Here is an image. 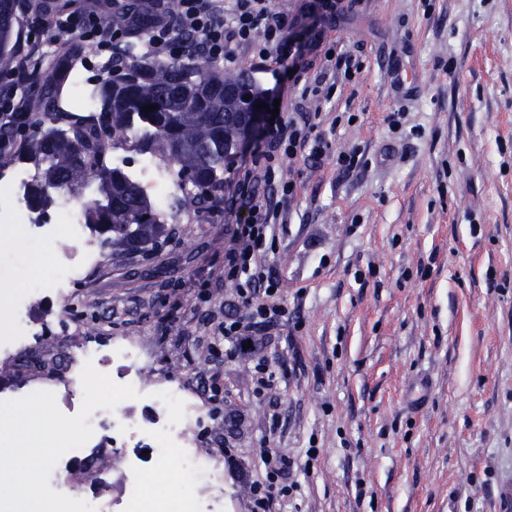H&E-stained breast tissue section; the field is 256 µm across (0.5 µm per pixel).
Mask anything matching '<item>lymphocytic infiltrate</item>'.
<instances>
[{
  "label": "lymphocytic infiltrate",
  "instance_id": "lymphocytic-infiltrate-1",
  "mask_svg": "<svg viewBox=\"0 0 512 512\" xmlns=\"http://www.w3.org/2000/svg\"><path fill=\"white\" fill-rule=\"evenodd\" d=\"M287 15L275 11L272 0H180L176 16L155 12L143 31L149 52L169 58L198 56L211 61L234 62L240 47H252L262 62L279 64L293 47L285 31ZM126 26H113L98 16L55 17L53 44L69 42L72 35L100 47L118 44ZM33 50L15 55L12 80L0 88V151L12 148L19 133L29 126V116L17 96L26 83ZM317 129L310 117L296 118L280 104L272 124L266 125L260 144L233 169L229 185L234 204L229 223L233 244L224 255V277L233 281L246 316L228 318L216 333L224 340V354L239 356L243 346L286 317L279 301L278 280L267 263L273 250L277 224L283 223L285 205L296 185L284 179L282 163L305 150ZM263 480L250 487L252 512H270L272 504L290 496L292 459L274 448L259 451Z\"/></svg>",
  "mask_w": 512,
  "mask_h": 512
}]
</instances>
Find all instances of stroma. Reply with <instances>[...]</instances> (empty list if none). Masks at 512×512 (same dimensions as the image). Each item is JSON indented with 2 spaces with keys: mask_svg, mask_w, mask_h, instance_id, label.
Returning a JSON list of instances; mask_svg holds the SVG:
<instances>
[{
  "mask_svg": "<svg viewBox=\"0 0 512 512\" xmlns=\"http://www.w3.org/2000/svg\"><path fill=\"white\" fill-rule=\"evenodd\" d=\"M326 32L361 68L296 102L326 147L283 164L296 193L268 262L288 319L264 350L277 388L255 396L252 359L207 347L245 312L224 279L223 198L178 208L154 249L105 251L71 285L76 307L29 296L41 363L0 357V389L62 380L68 340L129 337L152 381L202 406L196 448L219 465L224 512H248L266 446L318 451L273 512H512V0H360ZM342 151L362 165L340 168ZM31 254L0 225V301L36 283ZM124 454L89 445L66 479L123 495Z\"/></svg>",
  "mask_w": 512,
  "mask_h": 512,
  "instance_id": "35a3bbf8",
  "label": "stroma"
}]
</instances>
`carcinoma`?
I'll return each mask as SVG.
<instances>
[{
  "label": "carcinoma",
  "instance_id": "1",
  "mask_svg": "<svg viewBox=\"0 0 512 512\" xmlns=\"http://www.w3.org/2000/svg\"><path fill=\"white\" fill-rule=\"evenodd\" d=\"M16 0H0V57L12 40ZM71 56L51 57L28 103L37 116L21 146L26 158L43 171V184L31 193V204H50L46 190H75L92 177L101 198L85 208L86 223L115 251L145 250L167 233L166 224L139 185L116 169L100 167L109 133L137 126L143 134L136 149L174 165L190 188L185 204L208 206L224 193V168L239 149L245 129L248 95L260 90L247 72L226 76L215 64L193 65L178 59L135 54L127 49L112 59V69L99 80V112L91 126L75 125L66 136L43 128L54 115L57 99L65 93ZM155 105L145 114L141 108Z\"/></svg>",
  "mask_w": 512,
  "mask_h": 512
}]
</instances>
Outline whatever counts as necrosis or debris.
I'll list each match as a JSON object with an SVG mask.
<instances>
[{"label": "necrosis or debris", "mask_w": 512, "mask_h": 512, "mask_svg": "<svg viewBox=\"0 0 512 512\" xmlns=\"http://www.w3.org/2000/svg\"><path fill=\"white\" fill-rule=\"evenodd\" d=\"M57 109L71 123H89L95 118L96 98L85 63L71 67L70 90L59 100ZM102 163L108 168L125 169L143 192L152 197L165 218L170 215L171 200L188 191L171 166L151 155L141 156L133 163L126 151L108 146L103 151ZM36 182V173L30 171L0 172V224L21 225L28 240L52 247V276L49 281L37 283L35 289L63 299L77 275L98 261L105 245L84 222L85 189L52 190L50 209L41 211L30 204L29 193ZM67 357L72 366V381H79L85 363H93L100 371L111 363L119 368L117 383L132 385L140 394L139 399L122 401L114 409L95 410L89 418L94 439L140 450L139 455L123 462L129 487L124 499L112 503L86 494V501L96 512H217L221 505L219 489L196 498L170 499L159 498L152 489L154 467L173 453L182 461L184 481H204L213 471L212 463L193 447L191 434L201 420V412L186 397L183 387L147 386L141 367L144 351L130 341L115 344L107 355L90 345L76 346L68 351Z\"/></svg>", "instance_id": "4bbe7bcc"}]
</instances>
